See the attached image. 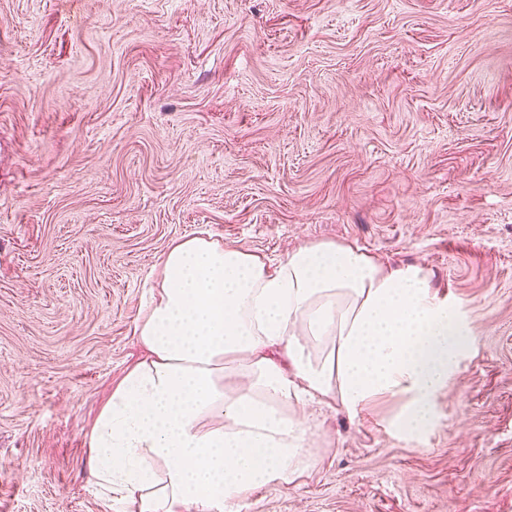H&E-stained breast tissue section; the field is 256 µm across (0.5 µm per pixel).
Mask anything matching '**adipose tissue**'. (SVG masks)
<instances>
[{
    "label": "adipose tissue",
    "instance_id": "adipose-tissue-1",
    "mask_svg": "<svg viewBox=\"0 0 512 512\" xmlns=\"http://www.w3.org/2000/svg\"><path fill=\"white\" fill-rule=\"evenodd\" d=\"M159 268L134 328L145 355L88 436L102 494L136 512H237L260 487L297 485L313 462V406L355 420L395 397L397 437L420 439L472 334L426 268L353 243L274 262L194 236Z\"/></svg>",
    "mask_w": 512,
    "mask_h": 512
}]
</instances>
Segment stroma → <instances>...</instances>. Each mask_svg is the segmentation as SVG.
Masks as SVG:
<instances>
[{"label": "stroma", "instance_id": "1", "mask_svg": "<svg viewBox=\"0 0 512 512\" xmlns=\"http://www.w3.org/2000/svg\"><path fill=\"white\" fill-rule=\"evenodd\" d=\"M203 231L423 266L473 330L420 440L320 410L242 512H512V0H0V512H134L86 432Z\"/></svg>", "mask_w": 512, "mask_h": 512}]
</instances>
